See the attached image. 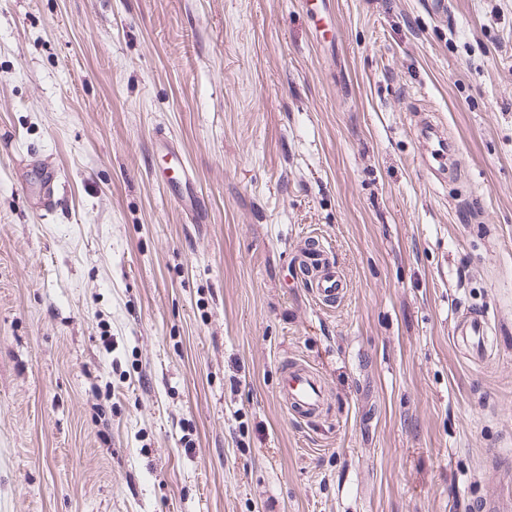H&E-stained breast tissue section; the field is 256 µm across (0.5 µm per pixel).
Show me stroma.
<instances>
[{"label": "stroma", "mask_w": 512, "mask_h": 512, "mask_svg": "<svg viewBox=\"0 0 512 512\" xmlns=\"http://www.w3.org/2000/svg\"><path fill=\"white\" fill-rule=\"evenodd\" d=\"M330 5L328 41L304 0H0V512H512V0ZM312 233L331 309L290 285ZM419 137L425 141L427 145L431 143L429 148H426L425 153L422 155L421 162L424 168L429 172L442 178L446 174V161L448 158V140L443 133L440 132L438 126L430 123L421 126ZM165 149V154L171 156V159L178 165V175L166 181L169 188L174 190V202L187 212L193 224L206 223V220H203L205 201L194 191L195 178L192 170L181 164L180 153L172 143L167 141ZM494 324L488 315L482 311L462 310L460 311L454 322L453 338L456 341L471 344L473 348H465L464 353L468 357L477 358L480 362H487L493 354V347L488 348L487 345H481L484 336L489 332L493 333ZM477 337V340L474 338ZM476 347V348H475ZM279 393L293 419L306 424L320 419L325 388L319 374L309 365L284 360L280 364Z\"/></svg>", "instance_id": "obj_1"}]
</instances>
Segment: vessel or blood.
Wrapping results in <instances>:
<instances>
[{"instance_id":"b4317fda","label":"vessel or blood","mask_w":512,"mask_h":512,"mask_svg":"<svg viewBox=\"0 0 512 512\" xmlns=\"http://www.w3.org/2000/svg\"><path fill=\"white\" fill-rule=\"evenodd\" d=\"M419 136L427 145L421 158L423 167L435 176H443L447 168V138L438 126L431 123L421 126ZM166 153L179 163L177 176L169 180L174 202L187 212L193 223H202L205 201L194 190L192 170L180 164V153L174 145H167ZM295 259L300 285L310 289L313 298L321 306L333 307L340 300L347 283L323 242L315 236L306 237L297 246ZM493 329L494 325L488 315L466 309L457 314L453 335L456 341L467 343V356L486 362L490 360L493 351L481 345L480 339ZM279 393L293 419L308 424L320 419L326 400L325 388L319 374L309 365L282 362Z\"/></svg>"}]
</instances>
